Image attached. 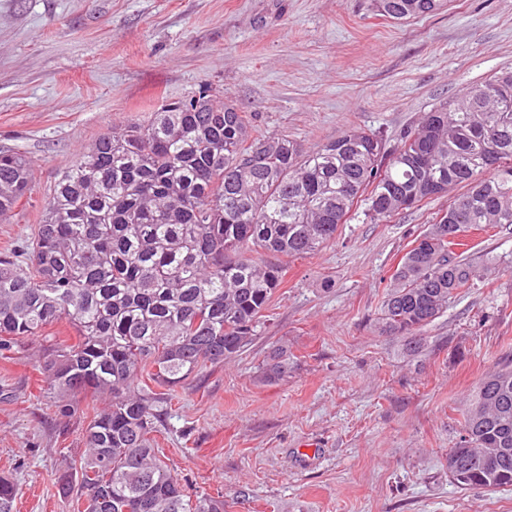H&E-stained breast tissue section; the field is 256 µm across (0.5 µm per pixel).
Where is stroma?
Listing matches in <instances>:
<instances>
[{"mask_svg": "<svg viewBox=\"0 0 512 512\" xmlns=\"http://www.w3.org/2000/svg\"><path fill=\"white\" fill-rule=\"evenodd\" d=\"M512 68V0H449L394 23L371 0H0V148L27 156L32 199L0 216L20 251L61 171L101 133L212 87L311 152L355 128L397 147L426 112ZM435 197L382 222L358 203L336 240L284 270L253 343L191 378L154 438L191 493L224 512H512V490H462L448 450L481 379L512 359V234L475 228L497 257L408 352L380 324L385 285ZM0 354V475L15 512H70L61 471L78 460L82 413L56 415L38 371L45 345ZM288 367L265 376L273 350Z\"/></svg>", "mask_w": 512, "mask_h": 512, "instance_id": "stroma-1", "label": "stroma"}]
</instances>
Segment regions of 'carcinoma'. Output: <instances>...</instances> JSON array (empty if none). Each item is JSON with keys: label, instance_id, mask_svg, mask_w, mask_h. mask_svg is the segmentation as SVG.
Wrapping results in <instances>:
<instances>
[{"label": "carcinoma", "instance_id": "cac0c4a2", "mask_svg": "<svg viewBox=\"0 0 512 512\" xmlns=\"http://www.w3.org/2000/svg\"><path fill=\"white\" fill-rule=\"evenodd\" d=\"M446 4L372 2L395 23ZM458 185L466 192L413 239L381 306L383 327L410 352L495 266L461 251L466 233L512 228V70L426 113L393 150L359 130L309 154L285 135L253 138L246 113L204 91L161 105L146 124L101 134L42 203L28 268L0 255V351L64 321L76 341L51 345L41 363L56 412L75 414L81 395L109 396L83 429L79 478L59 479L71 507L224 512L222 499L189 495L150 434L178 387L256 336L283 278L261 256L318 252L363 196L380 222ZM30 193L26 157L0 150V216ZM285 369V355L273 351L266 375ZM462 418L448 478L461 489L512 490L511 362L481 380ZM16 495L0 475V512H14Z\"/></svg>", "mask_w": 512, "mask_h": 512}]
</instances>
